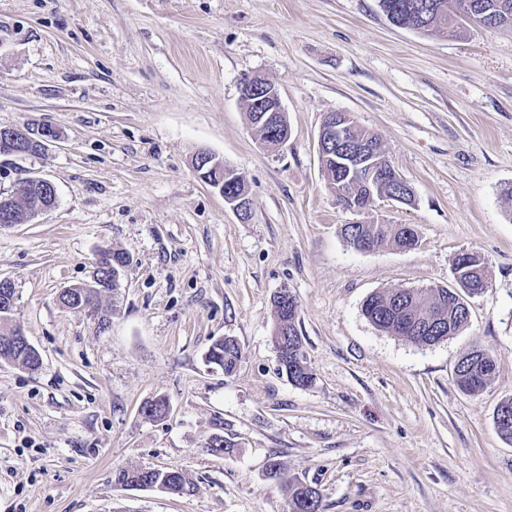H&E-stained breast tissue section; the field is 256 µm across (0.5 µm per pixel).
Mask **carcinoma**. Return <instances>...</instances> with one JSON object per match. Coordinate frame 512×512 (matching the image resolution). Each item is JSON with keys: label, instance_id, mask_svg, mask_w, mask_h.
I'll return each instance as SVG.
<instances>
[{"label": "carcinoma", "instance_id": "obj_1", "mask_svg": "<svg viewBox=\"0 0 512 512\" xmlns=\"http://www.w3.org/2000/svg\"><path fill=\"white\" fill-rule=\"evenodd\" d=\"M432 0H379L382 11H388L405 21L412 18L424 6V2ZM7 206L12 209L11 223L22 224L31 218L35 203L30 198L11 201ZM344 237L351 240L355 237L368 241L376 248L390 244L401 248L406 244L403 231L396 224H348L344 228ZM124 252L105 248L100 250L96 267L92 271L91 280L75 288H69L58 297L60 303L70 309L87 310L93 314L108 315L102 308V297L117 289V282L112 280V258H123ZM454 271L457 287L409 289L404 294L397 290L377 291L369 295L363 304L364 316L379 330L398 336H410L413 340L430 341L436 334L427 330L428 320L444 319L450 324V334L454 335L469 322L465 307L467 299L480 295L488 282L485 267L471 253H460L455 259ZM298 315L286 326L284 340L287 345L295 348V357L289 363L281 365L289 381L297 380L305 387L313 383L308 366L302 364L304 351L301 336L298 333ZM20 325L13 320V311L0 307V361L7 362L23 369L34 371L41 366L36 356L24 349L16 348L7 342L11 336L17 335ZM486 351L475 349L463 356L455 373L456 384L463 390L473 392L486 384V376L495 369L493 359H488L489 370L482 372L478 379H472L469 373L474 366L470 357H478ZM242 352L234 338L216 340L208 349L205 360L224 372L232 374L240 360ZM498 407L505 409L508 422L496 427L499 436L512 441V397L502 400ZM118 473L131 481L147 482L172 494H188L192 491L191 483L178 470H159L153 468H120ZM267 474L278 479L285 486L291 504L303 509V512H321V496L319 491L299 480L288 478L283 465L272 460L267 466Z\"/></svg>", "mask_w": 512, "mask_h": 512}]
</instances>
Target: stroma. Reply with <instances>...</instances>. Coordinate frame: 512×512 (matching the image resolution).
Returning <instances> with one entry per match:
<instances>
[{"label": "stroma", "mask_w": 512, "mask_h": 512, "mask_svg": "<svg viewBox=\"0 0 512 512\" xmlns=\"http://www.w3.org/2000/svg\"><path fill=\"white\" fill-rule=\"evenodd\" d=\"M278 89L290 137L258 144L243 84ZM329 112L377 134L414 189L407 206L338 204L318 157ZM56 128L39 155H0V194L52 182L57 204L0 227V279L42 365L0 361V512H289L270 459L317 488L322 512H512V28L465 38L393 26L377 0H0V127ZM243 180L242 220L192 166ZM359 222L408 224L417 246L354 249ZM131 264L107 331L58 296L98 249ZM485 264L470 321L432 346L379 331L387 288H451ZM291 293L314 377L280 370L273 298ZM234 337L235 374L206 365ZM496 370L469 394L468 351ZM169 401L165 418L141 407ZM231 444L209 451L212 437ZM176 469L194 489H123L117 469ZM486 355L488 361V366L489 368L487 369V371H482V374L479 375V378L477 380L475 379H471L470 376H469V373L472 369V367L478 363V361H476L475 363H472V361L470 360V355H472L473 357H480V355ZM462 361L459 363V366L456 370V373H455V381H456V384L462 389V390H467L469 392H473L475 391L476 389H479L481 387H483L485 384H486V378L484 376H488L489 373L495 369V363L492 359V357L484 350H480V349H475V350H472L471 352H469L468 354L464 355L462 357Z\"/></svg>", "instance_id": "obj_1"}]
</instances>
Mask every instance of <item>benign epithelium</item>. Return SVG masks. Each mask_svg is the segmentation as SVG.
<instances>
[{
	"instance_id": "benign-epithelium-1",
	"label": "benign epithelium",
	"mask_w": 512,
	"mask_h": 512,
	"mask_svg": "<svg viewBox=\"0 0 512 512\" xmlns=\"http://www.w3.org/2000/svg\"><path fill=\"white\" fill-rule=\"evenodd\" d=\"M242 99L249 101L252 111L258 113L257 121L270 130V138L259 141L265 149L276 150L289 138L288 130L282 128L281 117L284 108L277 88L263 76L256 75L242 88ZM356 122L346 112H329L324 117L318 139V155L330 157L338 165L352 170L356 185L366 190L363 203L354 202L353 196L342 188L334 187L331 192L346 209L364 212L372 208L378 200L393 201L410 205L415 196L412 187L404 181L389 187L383 182L382 145L377 142L360 144L359 148H349L350 133ZM60 140L58 132L49 126L41 127L32 133L25 129L6 127L0 130V154L25 156L32 151L42 152L49 144ZM237 174L230 168H224V203L229 205L238 216L246 220L251 214V205L247 203V191L236 190ZM38 187L45 193L56 194V188L43 178H29L19 185L17 194L23 195L30 187Z\"/></svg>"
}]
</instances>
